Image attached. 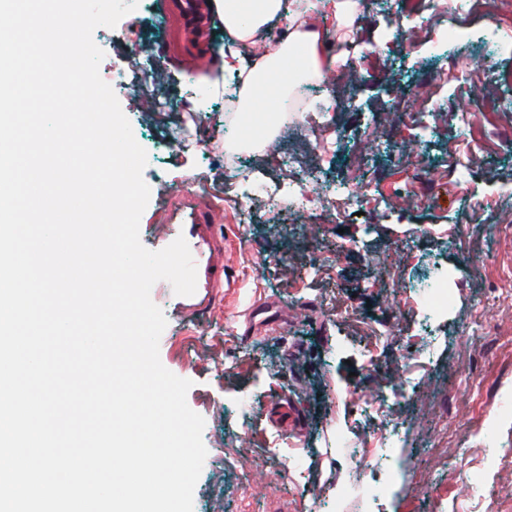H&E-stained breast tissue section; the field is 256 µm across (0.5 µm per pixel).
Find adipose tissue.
<instances>
[{
  "mask_svg": "<svg viewBox=\"0 0 512 512\" xmlns=\"http://www.w3.org/2000/svg\"><path fill=\"white\" fill-rule=\"evenodd\" d=\"M330 7L337 22L361 16L367 0H214L215 13L227 38L224 70L239 77L243 109L256 111L259 99L273 76H281L280 94L272 112L284 109L282 96L295 83L309 80L328 82L347 62L346 39L328 46L323 7ZM282 27L277 53L262 52L261 46L273 27Z\"/></svg>",
  "mask_w": 512,
  "mask_h": 512,
  "instance_id": "adipose-tissue-1",
  "label": "adipose tissue"
}]
</instances>
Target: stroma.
<instances>
[{
    "label": "stroma",
    "instance_id": "35a3bbf8",
    "mask_svg": "<svg viewBox=\"0 0 512 512\" xmlns=\"http://www.w3.org/2000/svg\"><path fill=\"white\" fill-rule=\"evenodd\" d=\"M411 2L364 13L362 65L305 93L308 111L335 104L343 142L333 157L319 155L314 132L291 123L242 165L249 180L285 181L271 157L277 150L320 167L327 181L369 186L382 200L362 213L336 201L318 224L263 200L242 215L228 188L224 75L214 64L224 43L220 21L197 38L188 69L179 0H144L137 19L93 33L102 67L124 68L145 87L119 99L147 153L143 246L164 221L162 205L185 199L216 206L224 237L232 285L210 313L181 320L160 305V360L191 380L187 403L205 420L193 512H240L244 496L249 512H319V502L341 495L345 512H364L345 495L364 472L336 433L361 441L371 421L347 392L358 384L377 393L402 380L416 396L394 407L403 436L382 512H451L454 502L461 512H512V302L493 307L489 333L470 329L492 289H512V111L485 108L512 91V0L494 14L478 7L462 16L442 6L413 16ZM393 29L399 35L390 43ZM451 30L456 40L442 44ZM204 81L214 95L192 101L191 86ZM448 111L467 113L468 124L439 122L421 140L413 117ZM474 139V173L462 184L447 162ZM347 240L357 249L337 253ZM443 269L455 274V301L428 326L427 346L403 352L396 339L416 329L417 316L402 295ZM377 339L385 345L380 371L361 356ZM473 373L481 391L465 386ZM284 395L303 415L298 432L269 421L271 403ZM436 482L446 487L445 504L423 493Z\"/></svg>",
    "mask_w": 512,
    "mask_h": 512
}]
</instances>
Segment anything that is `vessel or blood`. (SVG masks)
<instances>
[{"label": "vessel or blood", "instance_id": "vessel-or-blood-1", "mask_svg": "<svg viewBox=\"0 0 512 512\" xmlns=\"http://www.w3.org/2000/svg\"><path fill=\"white\" fill-rule=\"evenodd\" d=\"M165 226L156 246L164 248L177 237H184L197 266V289L190 296H174L168 282L154 284V292L173 296L183 315H200L210 310L224 286V238L215 224L204 221L200 208L192 201L168 203L164 208Z\"/></svg>", "mask_w": 512, "mask_h": 512}]
</instances>
